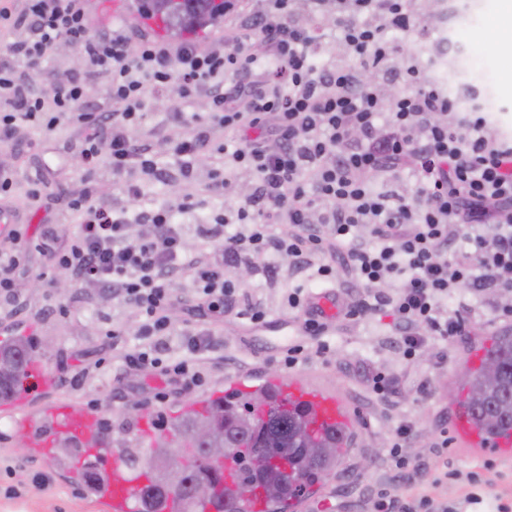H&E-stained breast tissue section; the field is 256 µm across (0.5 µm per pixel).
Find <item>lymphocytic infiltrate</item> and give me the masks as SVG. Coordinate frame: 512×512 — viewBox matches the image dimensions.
Listing matches in <instances>:
<instances>
[{"label": "lymphocytic infiltrate", "mask_w": 512, "mask_h": 512, "mask_svg": "<svg viewBox=\"0 0 512 512\" xmlns=\"http://www.w3.org/2000/svg\"><path fill=\"white\" fill-rule=\"evenodd\" d=\"M333 2L336 28L348 62H325L317 18ZM415 25L405 0H259L235 28L226 49L201 50L193 40L157 42L125 25L90 33L83 0H0V142L16 144L32 127L81 128V156L89 180L76 196L59 198L63 219L78 224L64 247L54 227L42 248L55 266L80 285L112 295L137 316V341L124 363L161 372L167 386H198L196 354L209 341L197 324L220 315L237 297L224 267L243 259L288 257L295 272L337 283V265L350 267L366 297L352 300L346 316L385 314L393 321L394 345L414 359L428 336L463 335L464 309L448 301L512 292V143L485 116L455 114L451 100L428 82L416 63L395 65L393 34ZM85 59L82 73H63L46 89L32 87L27 73L59 41ZM105 82L116 110L93 111L86 87ZM404 89L394 98L385 83ZM175 88L179 99L206 98L213 121L239 133L235 147H221L224 173L197 183L193 162L208 141L206 128L142 141L139 127L152 99ZM172 146L182 157L190 190L176 206L129 214L140 196L135 172L163 180L153 156ZM109 160L122 181L121 200L99 193V168ZM416 172L415 196L374 185ZM251 176L240 206L196 225L202 250L190 249L177 217L194 210L195 193L226 194L237 174ZM279 232H272V225ZM0 248V299L13 298L25 262L20 227ZM190 278L195 305L191 324L176 329L169 316L172 284ZM393 293H381L385 283ZM186 356L163 360L172 343ZM405 502L399 486L372 492L367 512H457L432 498L424 486Z\"/></svg>", "instance_id": "obj_1"}]
</instances>
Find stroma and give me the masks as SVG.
<instances>
[{
    "instance_id": "obj_1",
    "label": "stroma",
    "mask_w": 512,
    "mask_h": 512,
    "mask_svg": "<svg viewBox=\"0 0 512 512\" xmlns=\"http://www.w3.org/2000/svg\"><path fill=\"white\" fill-rule=\"evenodd\" d=\"M434 2L409 0L417 28L411 37L397 40V63L415 61L441 87H458L462 97L456 102L457 111L481 108L498 132L512 139V44L491 43L482 36L500 0H450L447 21ZM444 37L465 44L469 58L452 57L440 64L436 48ZM208 111L205 100L181 102L174 93H165L150 106L140 132L189 131L207 120ZM177 112L182 121L174 120ZM156 161L169 178L142 180L138 206L145 210L177 201L182 184L179 157L161 150ZM1 162L18 172L21 186L9 207L21 216L29 242L41 241L49 224L56 225L59 237H66L68 228L60 224L56 211L47 203L32 202L25 184L44 179L52 197L83 190L85 168L76 130L66 124L51 132L32 130L25 145L0 146ZM45 263V256L35 248L29 252L17 279V306L0 302V339L20 334L34 337L38 343L34 358L42 364L47 381L40 387L25 384L16 401L0 404V415L23 413L45 421L54 406L66 404L95 412L112 425L126 424L147 433L158 428L163 414L230 391L232 382L258 387L271 374H284L339 396L350 411L352 429L351 444L335 474L320 480L296 501L291 512H363L366 488L390 485L398 472L389 438L402 421L412 423L414 435L401 455L417 468V480L428 484L429 494L461 506L463 512H493L499 485L474 487L478 501L469 504L457 484L437 485L433 478L446 471L481 473L486 465L512 462V453L479 447L460 433L455 417L467 367L477 365L491 337L505 328L497 315L512 299L508 295L498 294L477 304L464 336L452 342L427 337L415 360L406 361L391 343L388 318L373 316L353 323L338 315L326 319L322 335H304L301 315L288 309L285 297L289 289L301 284L317 291V284L308 283L306 275L290 274L285 267L270 278L252 273L243 278L234 266L227 274L240 287L235 308L205 322L210 339L204 354L206 384L167 395L160 377L127 369L122 362L125 344L106 334L113 327L134 329L135 311L92 288L74 286L60 292L62 268L49 269ZM253 302L264 307L267 321L287 323L288 342L303 347V361L285 367L284 347L268 343L260 326L243 318V311ZM376 371L391 381L390 399L373 393L369 378ZM27 432L23 425L0 424V512H106L104 503L87 495L72 473L30 447L20 446L19 438ZM7 465L13 467L15 477L5 475ZM14 479L20 482L19 495L6 497L5 490Z\"/></svg>"
}]
</instances>
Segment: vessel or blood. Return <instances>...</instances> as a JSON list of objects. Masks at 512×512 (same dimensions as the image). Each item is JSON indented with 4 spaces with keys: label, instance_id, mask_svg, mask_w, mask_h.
<instances>
[{
    "label": "vessel or blood",
    "instance_id": "b4317fda",
    "mask_svg": "<svg viewBox=\"0 0 512 512\" xmlns=\"http://www.w3.org/2000/svg\"><path fill=\"white\" fill-rule=\"evenodd\" d=\"M275 385L281 402L288 407H309L313 413L308 418L311 428L322 431L340 430L349 424V412L336 396L314 390L295 378L281 376ZM52 433L41 435L36 445L49 448L57 434H68L84 441L100 425L98 414L75 411L69 406H61L53 413ZM104 476V503L108 512H135L138 491L146 479L143 474L130 471L118 460L107 461L102 468Z\"/></svg>",
    "mask_w": 512,
    "mask_h": 512
}]
</instances>
